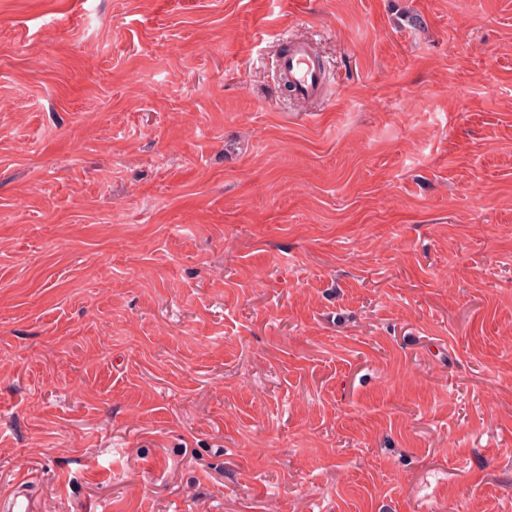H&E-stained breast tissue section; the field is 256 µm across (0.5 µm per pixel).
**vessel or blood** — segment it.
Segmentation results:
<instances>
[{
    "label": "vessel or blood",
    "mask_w": 512,
    "mask_h": 512,
    "mask_svg": "<svg viewBox=\"0 0 512 512\" xmlns=\"http://www.w3.org/2000/svg\"><path fill=\"white\" fill-rule=\"evenodd\" d=\"M277 68L295 101L306 104L321 95L326 69L308 41L289 40L285 52L277 60ZM0 512H38L31 479L24 478L15 484L12 493L0 501Z\"/></svg>",
    "instance_id": "obj_1"
}]
</instances>
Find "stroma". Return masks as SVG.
Here are the masks:
<instances>
[{"label":"stroma","mask_w":512,"mask_h":512,"mask_svg":"<svg viewBox=\"0 0 512 512\" xmlns=\"http://www.w3.org/2000/svg\"><path fill=\"white\" fill-rule=\"evenodd\" d=\"M23 474L42 512H512V0H0ZM287 48L277 60L279 76L288 83L295 101L306 104L322 93L326 69L313 48L303 39H288Z\"/></svg>","instance_id":"35a3bbf8"}]
</instances>
